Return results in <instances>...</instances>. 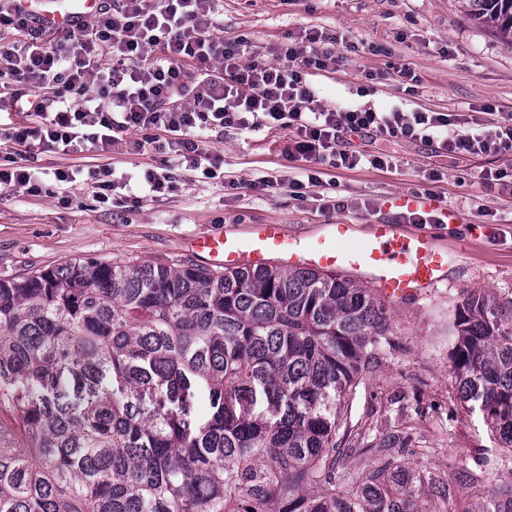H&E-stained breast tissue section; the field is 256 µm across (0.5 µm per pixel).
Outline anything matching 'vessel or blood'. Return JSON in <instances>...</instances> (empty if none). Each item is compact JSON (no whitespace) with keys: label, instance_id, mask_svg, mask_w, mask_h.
Instances as JSON below:
<instances>
[{"label":"vessel or blood","instance_id":"vessel-or-blood-1","mask_svg":"<svg viewBox=\"0 0 512 512\" xmlns=\"http://www.w3.org/2000/svg\"><path fill=\"white\" fill-rule=\"evenodd\" d=\"M21 10L38 14L47 25L61 26L72 13L86 14L95 0H80L70 8L66 0H17ZM353 224L324 225L321 235L304 240L288 235L283 225L257 224L244 236L232 232L193 238V252L211 266L226 269L260 268L270 264L347 272L365 277L384 299H418L447 278L452 262L434 237L419 231L406 234L394 224H373L357 239Z\"/></svg>","mask_w":512,"mask_h":512}]
</instances>
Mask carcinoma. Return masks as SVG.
Instances as JSON below:
<instances>
[{
  "label": "carcinoma",
  "instance_id": "obj_1",
  "mask_svg": "<svg viewBox=\"0 0 512 512\" xmlns=\"http://www.w3.org/2000/svg\"><path fill=\"white\" fill-rule=\"evenodd\" d=\"M512 40V0H458ZM458 397L512 449V301L449 315ZM394 336L336 272L69 260L0 278V512H424L440 480L339 471L341 398ZM473 512H512V484Z\"/></svg>",
  "mask_w": 512,
  "mask_h": 512
}]
</instances>
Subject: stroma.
Masks as SVG:
<instances>
[{
  "mask_svg": "<svg viewBox=\"0 0 512 512\" xmlns=\"http://www.w3.org/2000/svg\"><path fill=\"white\" fill-rule=\"evenodd\" d=\"M224 33L245 35L249 56L315 28L343 36L334 70L318 77L328 108L356 105L404 111L512 113V44L460 10L455 0H224ZM410 66L422 78L404 95L388 62ZM385 71L368 94L366 76ZM295 135L281 128L250 134L210 132L225 175L246 181L262 175L293 178L305 162L289 158ZM343 147L388 155L390 167L338 169L333 176L343 208L322 209L314 198L288 190H228L220 180L181 183L167 199L137 208L93 200L87 187L56 189L54 196L0 190V278L56 266L70 258L133 261L189 260L196 235L246 234L254 224H282L308 239L323 225L394 223L411 231L391 198L427 197L452 223L427 225L437 242L461 249L446 281L420 299L389 303L395 336L375 368L343 400L341 431L351 455L339 466L357 476L385 460L436 473L445 499L427 496L424 512H472L491 489L512 483V450L501 447L480 414L461 405L449 362L448 314L464 292L481 290L512 301V195L488 188L482 171L512 166L493 156L448 157L439 143L383 141L341 135ZM436 179H429V172Z\"/></svg>",
  "mask_w": 512,
  "mask_h": 512,
  "instance_id": "35a3bbf8",
  "label": "stroma"
}]
</instances>
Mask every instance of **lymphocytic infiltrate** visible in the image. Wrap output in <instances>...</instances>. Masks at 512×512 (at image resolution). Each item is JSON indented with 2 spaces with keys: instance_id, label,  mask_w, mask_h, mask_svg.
<instances>
[{
  "instance_id": "obj_1",
  "label": "lymphocytic infiltrate",
  "mask_w": 512,
  "mask_h": 512,
  "mask_svg": "<svg viewBox=\"0 0 512 512\" xmlns=\"http://www.w3.org/2000/svg\"><path fill=\"white\" fill-rule=\"evenodd\" d=\"M339 36L308 30L280 45L274 59L244 61V35L225 37L218 0H101L91 17L68 26L34 23L15 0H0V112L25 114L0 127V143L13 145L0 163V188L40 195L45 177L56 184L90 183L97 202L138 206L177 189L176 170L216 178L217 157L205 131L237 134L263 128L292 130L302 178L264 176V191L324 187L328 169L369 164L382 155L344 150L340 133L390 141H439L453 156L512 157V114L328 108L314 77L336 62ZM127 155L151 150L160 166L132 174L106 163L71 164L46 171L45 152L73 156L90 149Z\"/></svg>"
}]
</instances>
